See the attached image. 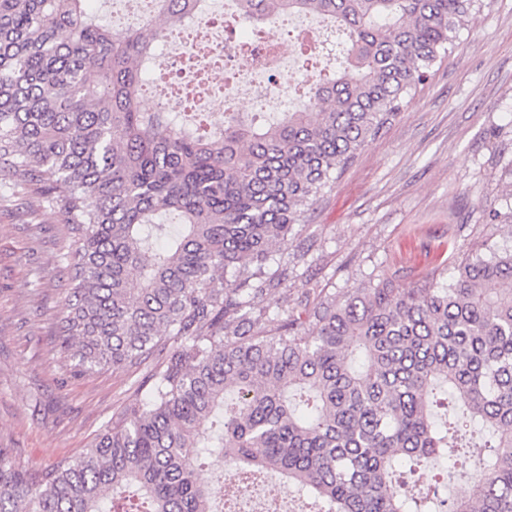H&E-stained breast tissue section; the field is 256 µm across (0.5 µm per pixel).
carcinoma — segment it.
I'll return each instance as SVG.
<instances>
[{
	"instance_id": "obj_1",
	"label": "carcinoma",
	"mask_w": 512,
	"mask_h": 512,
	"mask_svg": "<svg viewBox=\"0 0 512 512\" xmlns=\"http://www.w3.org/2000/svg\"><path fill=\"white\" fill-rule=\"evenodd\" d=\"M84 2L0 0V198L27 190L66 225L70 374L157 360L80 455L29 469L0 448V512H219L196 477L212 460L276 471L327 512H437L396 465L472 427L492 435L462 447L490 459L448 512H512V249L485 243L446 282L260 305L290 276L273 253L482 3L234 0L256 30L312 14L344 38L307 101L265 119L142 107L168 28L205 0H153L118 33Z\"/></svg>"
}]
</instances>
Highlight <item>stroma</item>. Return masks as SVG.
Instances as JSON below:
<instances>
[{"mask_svg":"<svg viewBox=\"0 0 512 512\" xmlns=\"http://www.w3.org/2000/svg\"><path fill=\"white\" fill-rule=\"evenodd\" d=\"M296 231L288 285L265 302L272 310L381 276L416 288L479 244L512 247V0H484L447 58ZM65 236L37 196L0 200V447L33 468L87 448L141 398L146 373L98 368L74 377L57 354ZM419 475L420 486L444 487L452 499L474 489L460 461L442 454Z\"/></svg>","mask_w":512,"mask_h":512,"instance_id":"1","label":"stroma"}]
</instances>
